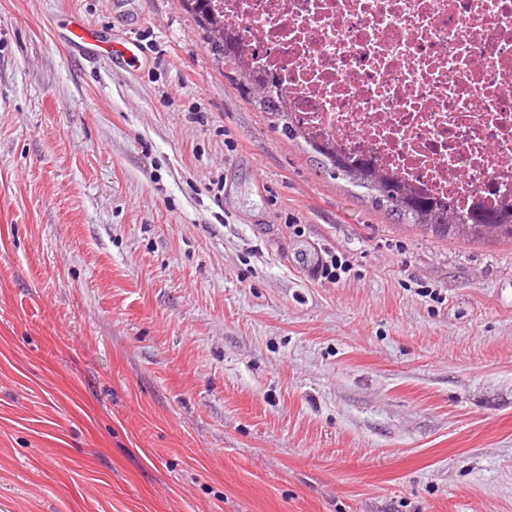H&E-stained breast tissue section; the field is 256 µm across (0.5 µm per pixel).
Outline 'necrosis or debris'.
Returning a JSON list of instances; mask_svg holds the SVG:
<instances>
[{"mask_svg":"<svg viewBox=\"0 0 512 512\" xmlns=\"http://www.w3.org/2000/svg\"><path fill=\"white\" fill-rule=\"evenodd\" d=\"M317 139L460 207L512 195V0H213Z\"/></svg>","mask_w":512,"mask_h":512,"instance_id":"necrosis-or-debris-1","label":"necrosis or debris"}]
</instances>
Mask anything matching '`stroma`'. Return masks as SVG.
<instances>
[{
    "label": "stroma",
    "mask_w": 512,
    "mask_h": 512,
    "mask_svg": "<svg viewBox=\"0 0 512 512\" xmlns=\"http://www.w3.org/2000/svg\"><path fill=\"white\" fill-rule=\"evenodd\" d=\"M0 512H512V242L322 174L179 0H0ZM65 41L71 47H84L87 51L93 50V47H98L91 30L77 18L71 21Z\"/></svg>",
    "instance_id": "35a3bbf8"
}]
</instances>
